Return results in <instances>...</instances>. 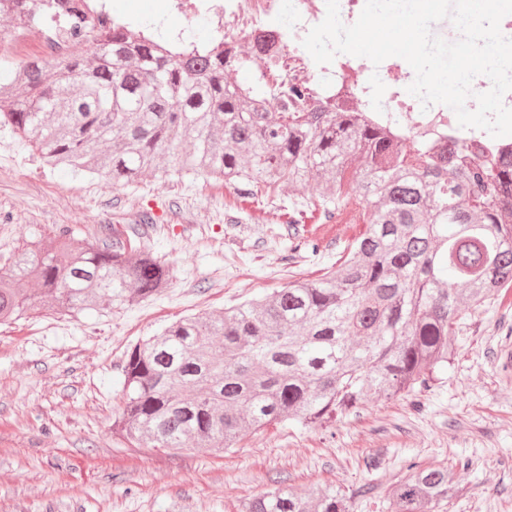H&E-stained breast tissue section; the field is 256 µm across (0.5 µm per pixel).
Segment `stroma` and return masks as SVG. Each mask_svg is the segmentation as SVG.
<instances>
[{"instance_id": "obj_1", "label": "stroma", "mask_w": 512, "mask_h": 512, "mask_svg": "<svg viewBox=\"0 0 512 512\" xmlns=\"http://www.w3.org/2000/svg\"><path fill=\"white\" fill-rule=\"evenodd\" d=\"M111 11L213 38L168 0H106ZM314 183L245 195L203 175L148 174L123 184L43 167L0 128V266L22 245L62 226L85 242L143 249L174 268L166 291L132 307L71 317L48 304L0 327V512H239L276 485H333L354 512H386L385 497L410 463L469 459L440 512H477L494 495L512 512V370L490 329L512 326V289L451 338L454 359L414 407L411 397L372 401L332 433L285 424L245 434L234 448L173 454L131 445L116 431L122 366L141 338L192 314L225 307L334 271L356 224L288 221ZM316 240L310 251L307 240ZM373 491L359 496L362 486Z\"/></svg>"}]
</instances>
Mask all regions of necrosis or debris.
<instances>
[{"label": "necrosis or debris", "instance_id": "necrosis-or-debris-1", "mask_svg": "<svg viewBox=\"0 0 512 512\" xmlns=\"http://www.w3.org/2000/svg\"><path fill=\"white\" fill-rule=\"evenodd\" d=\"M171 6L189 20L206 17L225 46L248 47L250 62L276 72L288 85L306 90L305 104L311 109L323 108L335 98L369 111L374 77L378 71H386L383 88L388 108L402 118L398 133H416L431 118L437 124L433 144L448 146V124L455 119L454 111L443 104L423 106L419 98L406 94L400 65L384 62L376 66L368 60L355 62L339 56L331 63L319 64L303 50V38L325 18L323 0H296L295 20L286 28L277 23L278 0H171ZM33 43L54 58L70 50L68 38L60 32L45 33L16 21L0 27V50L11 51L17 63L27 61Z\"/></svg>", "mask_w": 512, "mask_h": 512}]
</instances>
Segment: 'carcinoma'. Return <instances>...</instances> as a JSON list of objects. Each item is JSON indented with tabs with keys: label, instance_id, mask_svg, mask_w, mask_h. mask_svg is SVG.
I'll return each instance as SVG.
<instances>
[{
	"label": "carcinoma",
	"instance_id": "1",
	"mask_svg": "<svg viewBox=\"0 0 512 512\" xmlns=\"http://www.w3.org/2000/svg\"><path fill=\"white\" fill-rule=\"evenodd\" d=\"M72 42L61 59L0 54V127L49 165L132 183L143 174L203 173L266 193L314 181L310 207L363 224L339 268L295 280L220 315L179 320L128 352L117 426L137 444L183 452L227 450L247 431L288 421L328 430L370 398L417 395L451 358L458 325L512 287V162L473 152L478 131L453 126L455 154L400 137L396 119L338 104L299 107L301 88L229 85L236 50L184 37L156 39L121 16L94 27L80 13H29ZM173 267L117 244L76 250L60 234L23 246L0 267V324L35 307L29 285L56 310L132 306L161 294ZM456 466L410 465L387 512H438L458 489ZM240 512H354L333 486H276Z\"/></svg>",
	"mask_w": 512,
	"mask_h": 512
}]
</instances>
